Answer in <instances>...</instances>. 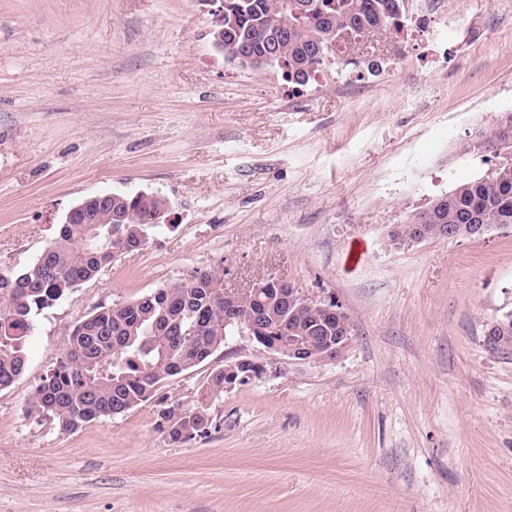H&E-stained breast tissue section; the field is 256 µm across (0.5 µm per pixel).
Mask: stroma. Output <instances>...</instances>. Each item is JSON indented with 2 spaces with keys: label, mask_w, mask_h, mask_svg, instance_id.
Instances as JSON below:
<instances>
[{
  "label": "stroma",
  "mask_w": 512,
  "mask_h": 512,
  "mask_svg": "<svg viewBox=\"0 0 512 512\" xmlns=\"http://www.w3.org/2000/svg\"><path fill=\"white\" fill-rule=\"evenodd\" d=\"M406 17L297 87L225 59L207 0H0V272L87 197L158 195L170 215L34 316L0 391V512H512V353L485 342L512 312V226L389 237L490 170L459 144L512 111V0H407ZM205 269L336 298L347 348L292 363L227 337L168 403L194 407L241 355L265 372L182 445L151 401L73 433L28 413L78 322Z\"/></svg>",
  "instance_id": "obj_1"
}]
</instances>
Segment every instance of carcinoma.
Returning a JSON list of instances; mask_svg holds the SVG:
<instances>
[{
    "label": "carcinoma",
    "mask_w": 512,
    "mask_h": 512,
    "mask_svg": "<svg viewBox=\"0 0 512 512\" xmlns=\"http://www.w3.org/2000/svg\"><path fill=\"white\" fill-rule=\"evenodd\" d=\"M406 0H224L228 39L215 47L225 58L250 65L270 55L273 67L291 85H307L332 50L327 45L349 30L357 34L404 28ZM461 152L496 159L487 176L458 185L448 204L430 223L512 225V137L498 126L480 127L460 145ZM168 205L158 195H118L106 205L89 203L83 213L61 224L55 238L33 264L17 273H0V390L24 372L23 342L33 316L82 284L96 279L115 259L114 240L132 231L156 228L141 219ZM98 223L92 229L85 224ZM279 287L248 299L242 314L265 312L272 318L264 334L278 340L282 323L296 335L330 336L336 316L318 307L290 316L277 298ZM236 330L224 325V273L198 271L193 280L163 285L119 307L112 304L80 321L70 345L29 400L28 412L55 422L66 432L120 415L151 400L159 406L157 427L173 444L208 433L207 402L224 394V369L212 370L200 386L201 404L180 409L164 405L161 383L205 362Z\"/></svg>",
    "instance_id": "obj_1"
}]
</instances>
